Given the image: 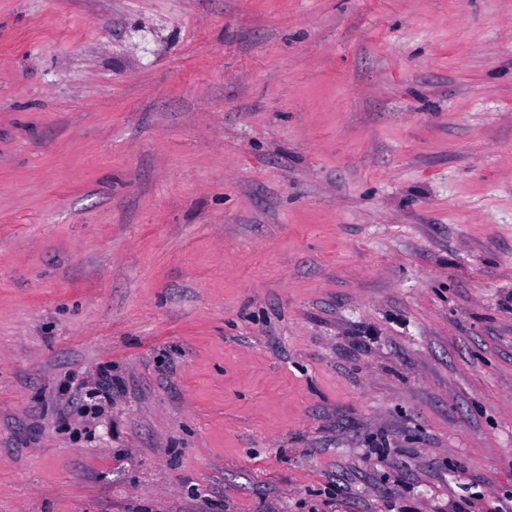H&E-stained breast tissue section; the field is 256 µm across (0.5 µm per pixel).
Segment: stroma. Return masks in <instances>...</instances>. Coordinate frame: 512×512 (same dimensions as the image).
Segmentation results:
<instances>
[{"mask_svg": "<svg viewBox=\"0 0 512 512\" xmlns=\"http://www.w3.org/2000/svg\"><path fill=\"white\" fill-rule=\"evenodd\" d=\"M503 498L512 0H0V512Z\"/></svg>", "mask_w": 512, "mask_h": 512, "instance_id": "35a3bbf8", "label": "stroma"}]
</instances>
